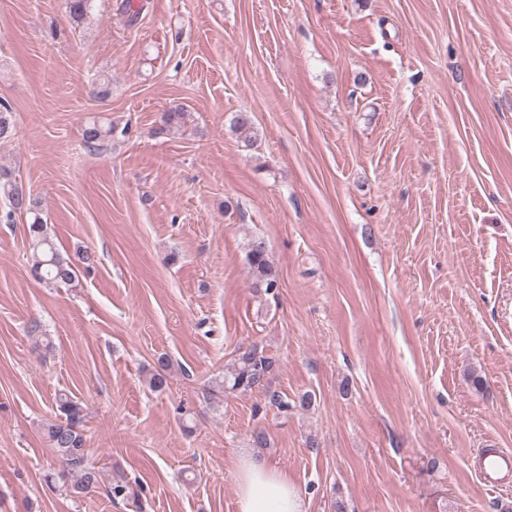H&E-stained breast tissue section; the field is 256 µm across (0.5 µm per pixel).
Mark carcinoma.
I'll use <instances>...</instances> for the list:
<instances>
[{"label": "carcinoma", "instance_id": "carcinoma-1", "mask_svg": "<svg viewBox=\"0 0 512 512\" xmlns=\"http://www.w3.org/2000/svg\"><path fill=\"white\" fill-rule=\"evenodd\" d=\"M94 0H68L71 20L81 24L93 9ZM185 112L180 108H171L164 113L162 124L155 134L160 135L171 128H178L185 124ZM233 127L245 142L251 144L256 140L257 132L250 115L246 112L238 113L233 119ZM13 128L12 109L5 103H0V139L11 136ZM112 135V128H105L98 123H91L83 130V143L95 150L101 143ZM0 193L7 195L15 209L31 215L28 227L29 246L35 256L31 268L32 276L47 285H69L77 276L78 267L87 268L94 264V256L87 250H79L75 256H63L44 224L40 214L38 202L27 196L12 181L8 174L0 175ZM246 259L254 281V287L263 288L270 292L278 287V273L269 259L264 241L252 239L248 243ZM159 368L152 372L149 385L159 390L166 385L165 371L169 361L165 357L158 359ZM273 367V360L257 351L249 349L244 351L225 370L223 379H217L209 387L208 395L212 401L223 400L226 392H246L258 387ZM269 403L280 410H288L294 406L306 410L312 403L309 395L291 404L276 392L268 394ZM58 414L56 419L45 424L43 434L60 461L64 471L75 477L72 485L74 491L81 493L90 488L104 486L108 493L120 495L125 486L112 484V476L103 470L89 465L85 448L84 434L80 430V423L84 418L83 407L71 397L62 394L56 403Z\"/></svg>", "mask_w": 512, "mask_h": 512}]
</instances>
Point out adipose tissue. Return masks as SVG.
<instances>
[{
  "label": "adipose tissue",
  "instance_id": "1",
  "mask_svg": "<svg viewBox=\"0 0 512 512\" xmlns=\"http://www.w3.org/2000/svg\"><path fill=\"white\" fill-rule=\"evenodd\" d=\"M236 480V512H308L305 498L288 473L257 454H240Z\"/></svg>",
  "mask_w": 512,
  "mask_h": 512
}]
</instances>
